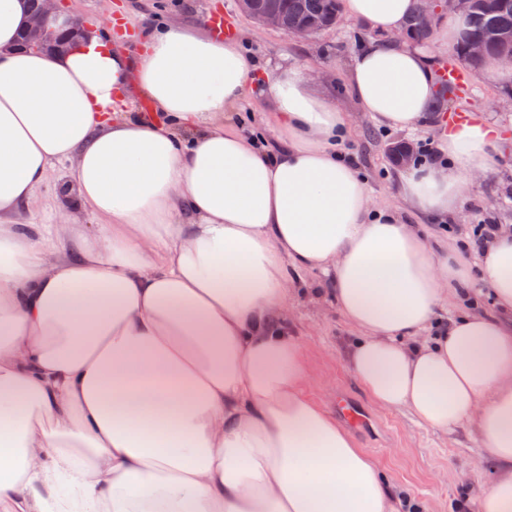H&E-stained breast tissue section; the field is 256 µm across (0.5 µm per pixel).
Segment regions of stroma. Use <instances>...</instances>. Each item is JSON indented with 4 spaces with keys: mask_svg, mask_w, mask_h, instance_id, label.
<instances>
[{
    "mask_svg": "<svg viewBox=\"0 0 512 512\" xmlns=\"http://www.w3.org/2000/svg\"><path fill=\"white\" fill-rule=\"evenodd\" d=\"M60 7L88 23L111 24L112 19H122V26H113L112 34L132 51L137 48L134 34L151 27L157 17L195 25L207 24L214 15L228 18L235 26L236 39L257 63L256 76L245 91V104L234 117L272 148L279 144L277 119L259 96L261 84L267 73L288 61L305 64L316 91L347 114L351 131L345 149L357 160L377 203H400L393 176L401 165L393 160L391 146L440 140L443 117L438 113H431L429 121L407 132L383 129L359 111L348 83L349 69L364 44L385 39L386 34L349 18L309 38L294 39L261 27L239 10L238 0H61ZM456 105L494 125L499 142L490 170L470 178L461 210L447 220L452 244L469 239L478 224L512 227V80L481 75ZM67 173L62 167L51 175L40 193V204L25 211L24 223L50 224L57 210L74 208V195L62 192ZM290 320L304 346L308 395L330 414L335 413L343 393L374 412L378 428L353 435L352 440L422 512H456L458 502L475 499L483 486L497 478L498 468L474 426L442 434L419 424L407 411L375 405L345 365L344 344L352 330L330 300L321 273H301L290 304Z\"/></svg>",
    "mask_w": 512,
    "mask_h": 512,
    "instance_id": "35a3bbf8",
    "label": "stroma"
}]
</instances>
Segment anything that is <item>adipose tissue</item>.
I'll return each mask as SVG.
<instances>
[{"instance_id": "adipose-tissue-1", "label": "adipose tissue", "mask_w": 512, "mask_h": 512, "mask_svg": "<svg viewBox=\"0 0 512 512\" xmlns=\"http://www.w3.org/2000/svg\"><path fill=\"white\" fill-rule=\"evenodd\" d=\"M412 0H343L400 29ZM28 0H0V512H393V490L305 391L289 331L297 272H321L357 332L346 362L380 407L446 433L475 425L502 475L479 512H512V230L475 262L373 202L342 152L344 112L303 65L262 87L278 148L231 117L256 70L238 42L162 22L136 58L88 27L62 54L17 45ZM153 115L125 113L128 84ZM349 85L380 124L417 129L431 55L374 41ZM497 129L449 130L401 174L455 214ZM94 225L22 224L50 169ZM500 316L440 324L449 294Z\"/></svg>"}]
</instances>
